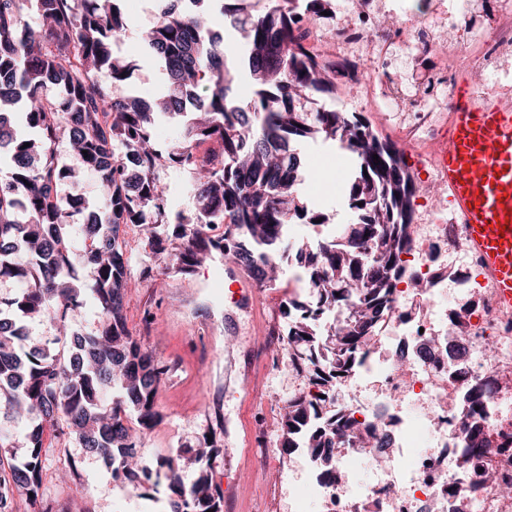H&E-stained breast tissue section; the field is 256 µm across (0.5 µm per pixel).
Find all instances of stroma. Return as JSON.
I'll use <instances>...</instances> for the list:
<instances>
[{
  "instance_id": "stroma-1",
  "label": "stroma",
  "mask_w": 512,
  "mask_h": 512,
  "mask_svg": "<svg viewBox=\"0 0 512 512\" xmlns=\"http://www.w3.org/2000/svg\"><path fill=\"white\" fill-rule=\"evenodd\" d=\"M360 2L383 27L393 21L417 23L426 14L450 13L481 23L494 8L492 0H428L422 11L415 0ZM123 9L129 27L122 55L138 65L133 77L136 91L144 97L157 96L164 80L141 48L142 31L158 17L155 2L124 0ZM408 55L405 48L393 53L388 77L398 85V93L372 96L364 78L359 86L337 93L336 110L363 113L383 136L392 137L394 127L407 118L409 102H424V85L432 69L444 63L443 58L422 54L412 67ZM432 148V143L424 142L405 148L404 154L422 187L421 198L438 199L446 211L448 190L422 163ZM300 152L324 159L301 187L304 203L324 209L329 216L327 223L302 227L299 243L313 247L330 230H343L352 222L344 197L355 166L328 141L308 142ZM158 176L168 186L174 210L193 215L197 204L190 173L169 165ZM121 237L130 276L137 281L126 296L128 328L144 348L171 366L157 399L162 420L142 440L141 458L152 462L206 444L222 512H330L327 497H299L317 475L308 456L287 454L281 447L283 408L304 381L290 371L287 355L275 350L273 311L287 292L308 298V289L291 287L296 267L281 261L276 287H253L243 295L229 285L221 252H213L192 273L182 275L160 263L137 226L124 228ZM147 266L153 276L140 280L139 273ZM43 460L42 497L56 512H169L164 487L142 498L131 484L113 480L110 468L77 440H48Z\"/></svg>"
}]
</instances>
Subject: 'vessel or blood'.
I'll return each mask as SVG.
<instances>
[{
    "label": "vessel or blood",
    "mask_w": 512,
    "mask_h": 512,
    "mask_svg": "<svg viewBox=\"0 0 512 512\" xmlns=\"http://www.w3.org/2000/svg\"><path fill=\"white\" fill-rule=\"evenodd\" d=\"M435 158L467 248L499 308L512 312V101L479 98L460 77Z\"/></svg>",
    "instance_id": "b4317fda"
}]
</instances>
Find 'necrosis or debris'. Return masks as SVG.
Returning <instances> with one entry per match:
<instances>
[{"instance_id":"4bbe7bcc","label":"necrosis or debris","mask_w":512,"mask_h":512,"mask_svg":"<svg viewBox=\"0 0 512 512\" xmlns=\"http://www.w3.org/2000/svg\"><path fill=\"white\" fill-rule=\"evenodd\" d=\"M428 26L442 24L460 30L456 47L431 43L430 50L452 54L453 64L437 73L439 85L454 87L460 72L508 70L512 67V0H497V16L488 29L464 31L461 20L429 17ZM342 27L348 34L344 43L320 41V55L335 59L341 83H350L348 65L357 55L361 39L373 26L366 12L347 14ZM413 272L424 283L429 298H436L444 287L454 288L457 305L447 312L448 321H461L473 339L500 338L512 334L490 283L478 274L474 255H467L465 266L454 276L438 273L449 249L463 245V226L459 219L445 217L440 209L428 212L424 223L414 225ZM392 311L376 328V342L362 366L350 375L337 378V387L357 385L376 376L384 381V397L375 403L336 397L337 411L352 416L359 424L378 428L394 426L388 457L397 461L395 470H381L376 482L366 490L337 483H321L313 492L329 496L333 512H468L473 502L484 505L483 512H512V499L499 492L502 483L512 480V441L498 437L491 447L469 461L464 475L450 468L463 445L459 414L447 402L449 394L462 391L465 379L494 380L495 404L512 396V358L488 360L474 356L466 369H459L448 352V336L437 329L433 317H419L407 309L410 290L405 281L392 289ZM410 398L423 409V417L401 416L400 401ZM433 434L442 449L420 452L425 434Z\"/></svg>"}]
</instances>
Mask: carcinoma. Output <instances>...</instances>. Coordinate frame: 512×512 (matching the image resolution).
Wrapping results in <instances>:
<instances>
[{"instance_id":"cac0c4a2","label":"carcinoma","mask_w":512,"mask_h":512,"mask_svg":"<svg viewBox=\"0 0 512 512\" xmlns=\"http://www.w3.org/2000/svg\"><path fill=\"white\" fill-rule=\"evenodd\" d=\"M121 2L35 0L42 24L34 27L24 17V0H0V149H7L0 155V279L23 284L0 298V414L32 422L25 453L0 454V512H13L16 493L37 505L44 440L60 435L106 459L116 480L139 490L164 484L171 512H220L204 465L208 455H195L198 473L189 484L179 454L132 465L137 442L159 422L157 394L167 366L127 326L131 278L121 226L143 227L155 253L172 256L180 270L222 249L260 288L275 287L279 258L268 247L293 251L313 302L292 303L294 324L278 349H313V376L323 386L361 363L391 283L404 272L402 255L412 249L419 186L400 149L374 134L361 114L302 106L303 99L336 92V63L306 46L309 23L323 18L328 0H304L301 8L299 0H256L252 10L241 6L244 0H224L218 16L239 34L237 44L201 24L209 0H190L188 7L185 0H157L159 21L144 36V51L164 71L166 89L148 103L111 90L134 71L116 51L128 29ZM236 70L257 87L246 109L231 95ZM50 89L64 109L45 108ZM18 109L33 136L13 134L9 114ZM187 112L184 141L165 159L194 174L193 220L167 211L157 177L161 151L151 144L160 115ZM64 135L107 189L101 213L87 220L91 239L79 248L66 219L80 211L61 194L56 145ZM308 137L338 143L355 163L346 201L356 221L340 247L325 240L313 251L286 238L296 217L309 224L325 219L300 196L293 144ZM172 222L181 242L168 250L165 225ZM215 224L224 225L219 239L209 235ZM78 265L93 266L90 283H74ZM86 295L97 302L101 323L69 338L68 315ZM34 319L56 328L53 346L24 349V322ZM116 384L121 397L103 407V391ZM467 401L460 423L465 456L489 447L493 412L483 383L468 384ZM281 428L287 452L304 448L325 463L336 461L348 442L364 441L352 418L323 414L318 402L303 398L287 402Z\"/></svg>"}]
</instances>
